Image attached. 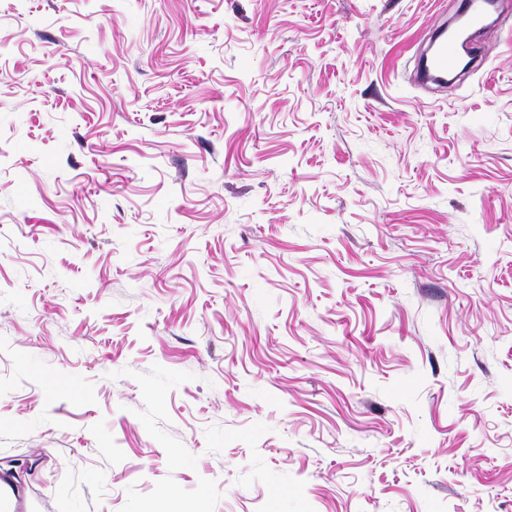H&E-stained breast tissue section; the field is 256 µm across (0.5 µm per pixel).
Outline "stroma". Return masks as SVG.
I'll list each match as a JSON object with an SVG mask.
<instances>
[{
    "mask_svg": "<svg viewBox=\"0 0 512 512\" xmlns=\"http://www.w3.org/2000/svg\"><path fill=\"white\" fill-rule=\"evenodd\" d=\"M0 0V469L27 512H512V0ZM436 40L433 43L432 55L423 61L422 70L429 81L446 84L447 82L438 81L435 76H446L448 72L454 71L460 65L461 58L458 52L460 42L452 35Z\"/></svg>",
    "mask_w": 512,
    "mask_h": 512,
    "instance_id": "35a3bbf8",
    "label": "stroma"
}]
</instances>
